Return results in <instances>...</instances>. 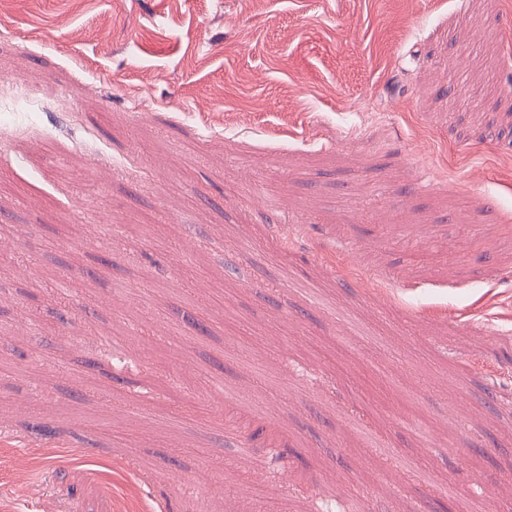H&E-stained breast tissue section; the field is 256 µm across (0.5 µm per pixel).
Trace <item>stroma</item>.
<instances>
[{
    "label": "stroma",
    "instance_id": "35a3bbf8",
    "mask_svg": "<svg viewBox=\"0 0 512 512\" xmlns=\"http://www.w3.org/2000/svg\"><path fill=\"white\" fill-rule=\"evenodd\" d=\"M511 76L512 0H0V512H512Z\"/></svg>",
    "mask_w": 512,
    "mask_h": 512
}]
</instances>
